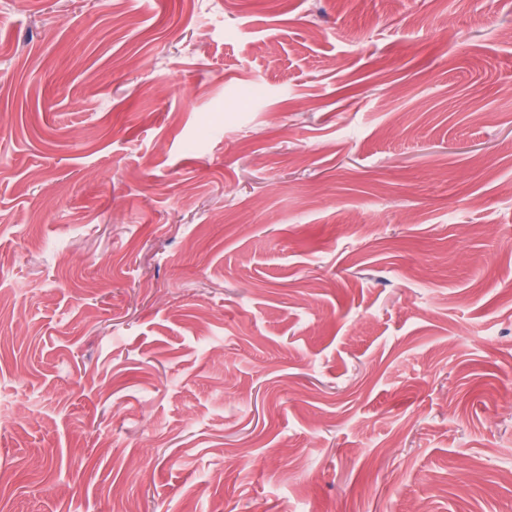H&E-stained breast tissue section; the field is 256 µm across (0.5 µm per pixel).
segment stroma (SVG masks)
Wrapping results in <instances>:
<instances>
[{
  "label": "stroma",
  "instance_id": "stroma-1",
  "mask_svg": "<svg viewBox=\"0 0 512 512\" xmlns=\"http://www.w3.org/2000/svg\"><path fill=\"white\" fill-rule=\"evenodd\" d=\"M512 0H0V512H512Z\"/></svg>",
  "mask_w": 512,
  "mask_h": 512
}]
</instances>
